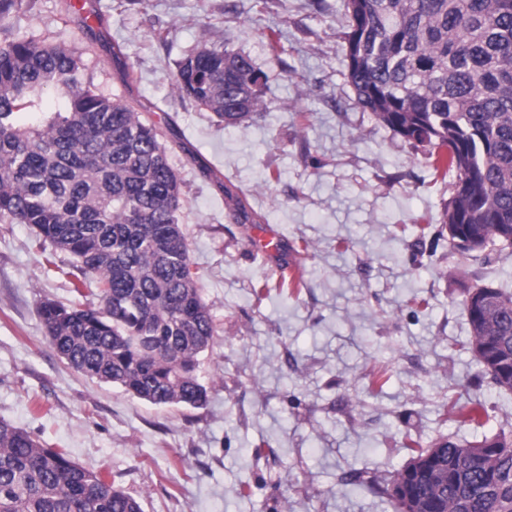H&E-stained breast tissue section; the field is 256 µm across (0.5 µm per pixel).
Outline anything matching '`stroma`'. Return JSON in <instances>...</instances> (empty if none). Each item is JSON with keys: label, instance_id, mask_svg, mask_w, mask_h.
Instances as JSON below:
<instances>
[{"label": "stroma", "instance_id": "35a3bbf8", "mask_svg": "<svg viewBox=\"0 0 512 512\" xmlns=\"http://www.w3.org/2000/svg\"><path fill=\"white\" fill-rule=\"evenodd\" d=\"M64 4L31 0L0 20V42L80 53L86 81L170 124L217 328L209 401L162 409L70 368L37 307L73 299L71 258L0 223V420L103 472L143 512H397L387 488L409 459L405 435L426 446L512 431V398L457 347L470 336L467 291L512 289V246L476 258L452 246L442 215L456 175L435 180L423 147L357 106L342 0H87L90 22ZM205 38L267 74V111L224 127L178 95L175 64ZM265 229L281 241L271 254L254 243ZM292 261L304 287L258 290ZM379 369L387 382L374 390ZM449 399L482 404L484 427L445 419Z\"/></svg>", "mask_w": 512, "mask_h": 512}]
</instances>
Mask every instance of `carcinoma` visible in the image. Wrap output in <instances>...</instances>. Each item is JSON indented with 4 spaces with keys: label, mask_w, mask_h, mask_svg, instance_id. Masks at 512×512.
Returning a JSON list of instances; mask_svg holds the SVG:
<instances>
[{
    "label": "carcinoma",
    "mask_w": 512,
    "mask_h": 512,
    "mask_svg": "<svg viewBox=\"0 0 512 512\" xmlns=\"http://www.w3.org/2000/svg\"><path fill=\"white\" fill-rule=\"evenodd\" d=\"M345 76L356 104L394 134L432 147L434 174L456 172L443 223L479 246L512 237V0H343ZM81 56L33 38L0 43V222L26 224L72 258L77 299L43 300L49 343L76 372L158 407L200 408L216 325L181 222L184 194L166 132L84 81ZM267 77L205 38L176 62L175 91L236 124L266 109ZM61 95V109L41 111ZM21 112H34L30 123ZM93 278L98 303L83 302ZM465 297L472 340L512 393V292ZM461 426L487 410L446 403ZM438 483L412 491L418 512H512V433L406 443ZM0 512H142L140 502L26 430L0 421Z\"/></svg>",
    "instance_id": "carcinoma-1"
}]
</instances>
